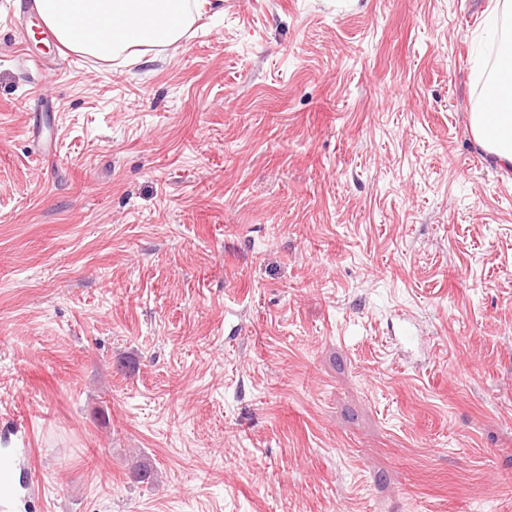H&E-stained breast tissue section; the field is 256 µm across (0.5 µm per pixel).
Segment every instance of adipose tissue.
Listing matches in <instances>:
<instances>
[{
	"label": "adipose tissue",
	"instance_id": "obj_1",
	"mask_svg": "<svg viewBox=\"0 0 512 512\" xmlns=\"http://www.w3.org/2000/svg\"><path fill=\"white\" fill-rule=\"evenodd\" d=\"M193 0H34V8L66 49L102 60L127 62L151 49L178 42L194 22ZM124 33L108 37L102 23ZM475 142L498 168L512 169V87L486 95L473 113Z\"/></svg>",
	"mask_w": 512,
	"mask_h": 512
}]
</instances>
